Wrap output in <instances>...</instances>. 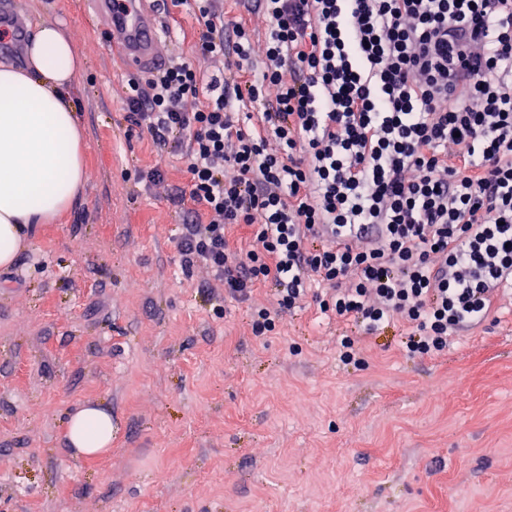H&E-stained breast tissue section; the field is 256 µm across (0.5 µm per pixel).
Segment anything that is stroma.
I'll list each match as a JSON object with an SVG mask.
<instances>
[{"label": "stroma", "mask_w": 512, "mask_h": 512, "mask_svg": "<svg viewBox=\"0 0 512 512\" xmlns=\"http://www.w3.org/2000/svg\"><path fill=\"white\" fill-rule=\"evenodd\" d=\"M81 2L0 0L22 24L1 60L40 23L72 36L86 163L75 207L0 268V512H512V306L431 355L312 301L255 334L269 285L241 304L183 270V160L132 127L130 75ZM162 22L168 56L221 69L191 0ZM84 404L112 412L97 457L64 439Z\"/></svg>", "instance_id": "1"}]
</instances>
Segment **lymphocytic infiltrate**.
Wrapping results in <instances>:
<instances>
[{"mask_svg":"<svg viewBox=\"0 0 512 512\" xmlns=\"http://www.w3.org/2000/svg\"><path fill=\"white\" fill-rule=\"evenodd\" d=\"M217 2L194 0L197 48L222 71L175 60L125 97L206 215L184 267L238 302L272 284L255 330L314 300L367 335L407 325L421 355L512 296V0Z\"/></svg>","mask_w":512,"mask_h":512,"instance_id":"f902f5d3","label":"lymphocytic infiltrate"}]
</instances>
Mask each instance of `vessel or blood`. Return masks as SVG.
<instances>
[{
    "label": "vessel or blood",
    "mask_w": 512,
    "mask_h": 512,
    "mask_svg": "<svg viewBox=\"0 0 512 512\" xmlns=\"http://www.w3.org/2000/svg\"><path fill=\"white\" fill-rule=\"evenodd\" d=\"M87 6L109 31L126 71L140 73L165 63L161 28L146 0H88Z\"/></svg>",
    "instance_id": "b4317fda"
}]
</instances>
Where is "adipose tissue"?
Returning <instances> with one entry per match:
<instances>
[{"label": "adipose tissue", "instance_id": "1", "mask_svg": "<svg viewBox=\"0 0 512 512\" xmlns=\"http://www.w3.org/2000/svg\"><path fill=\"white\" fill-rule=\"evenodd\" d=\"M23 63L0 60V268L24 250L28 227L67 212L84 184L81 126L71 100L82 61L67 31L43 23L31 32ZM77 454L112 445V415L82 405L65 421Z\"/></svg>", "mask_w": 512, "mask_h": 512}]
</instances>
